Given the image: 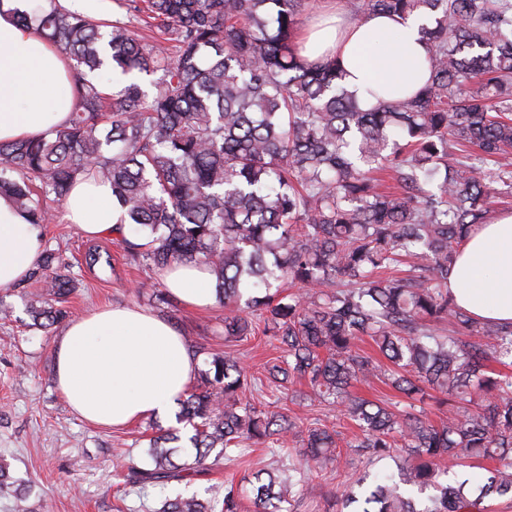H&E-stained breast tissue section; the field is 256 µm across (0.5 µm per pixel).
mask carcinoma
I'll return each instance as SVG.
<instances>
[{"label": "carcinoma", "instance_id": "obj_1", "mask_svg": "<svg viewBox=\"0 0 512 512\" xmlns=\"http://www.w3.org/2000/svg\"><path fill=\"white\" fill-rule=\"evenodd\" d=\"M302 0H118L108 22L40 0L19 19L71 61L75 110L33 140L0 142V197L29 223L53 220L71 186L94 176L112 189L139 237L126 260L148 267L203 264L224 303V336L256 334L281 354L255 377L214 354L179 400L192 429L182 455L149 439L151 463L122 465L128 490L160 492L149 512H240L230 480L211 498L181 492L240 454L273 440L288 470L260 469L256 512H298L306 476L353 452L390 459L397 477H351L336 512H489L512 499V323L480 321L448 297V275L487 223L493 185L512 189V0H352L351 12H426L428 83L409 98L362 108L334 60L297 48ZM159 35L149 44L128 19ZM112 72L109 90L100 74ZM28 280L31 327L66 317L78 279L53 248ZM298 291L281 297L283 283ZM369 337L383 360L361 352ZM377 380L409 399L436 398L443 418L352 391ZM304 383L357 432L318 423L293 453L296 423L252 404V388ZM345 448H339V442ZM487 461L481 484L453 476ZM30 512L0 464V498Z\"/></svg>", "mask_w": 512, "mask_h": 512}]
</instances>
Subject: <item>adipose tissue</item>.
Masks as SVG:
<instances>
[{
  "mask_svg": "<svg viewBox=\"0 0 512 512\" xmlns=\"http://www.w3.org/2000/svg\"><path fill=\"white\" fill-rule=\"evenodd\" d=\"M25 0H0V142L43 135L65 124L76 101L69 60L35 26L17 20ZM422 18L369 14L340 6L303 27L300 54L337 59L364 107L405 96L427 80ZM64 219L82 235L118 233L123 217L109 186L76 183ZM42 252L39 228L0 197V287L26 277ZM162 285L188 306L210 307L214 280L201 264L160 271ZM456 303L484 320L512 323V214L482 225L462 248L448 277ZM195 367L183 337L160 316L138 307H105L78 317L54 344L55 383L82 419L106 425L164 416L184 394Z\"/></svg>",
  "mask_w": 512,
  "mask_h": 512,
  "instance_id": "adipose-tissue-1",
  "label": "adipose tissue"
}]
</instances>
